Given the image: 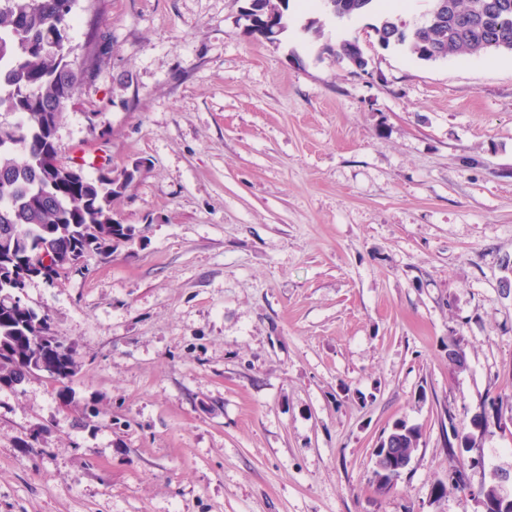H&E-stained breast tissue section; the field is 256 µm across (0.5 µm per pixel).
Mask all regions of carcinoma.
I'll list each match as a JSON object with an SVG mask.
<instances>
[{
  "instance_id": "carcinoma-1",
  "label": "carcinoma",
  "mask_w": 512,
  "mask_h": 512,
  "mask_svg": "<svg viewBox=\"0 0 512 512\" xmlns=\"http://www.w3.org/2000/svg\"><path fill=\"white\" fill-rule=\"evenodd\" d=\"M288 0H255L245 13L246 34L259 37L253 12L272 16L278 28L269 42L279 41L288 31ZM324 10L337 19L373 13L378 42L405 47L423 61L444 60L458 55L487 52L512 53V0H429L426 21L407 26L395 14L381 10L383 0H320ZM75 0H0V108L18 115L11 132L0 135V350L9 355L0 360V387L22 383L41 368L46 351L56 360L54 379H70L76 368L74 347L50 334L34 330L37 312L27 315L9 307V295L25 286L23 271L29 269L40 245L58 250V265L42 268L39 274L53 282L67 269L68 255L83 258L103 254L102 247L128 240L117 229L114 204L132 187L119 170L112 179L86 177L66 184L58 174L44 167L42 155L53 149L49 125H58L62 114L72 106L75 96L104 55L96 41L87 66L76 65L65 44L60 18L72 15ZM324 50L337 60L358 69L366 66L356 41L343 40ZM420 432L403 427L390 441L399 457V468L391 470L385 459L377 460L375 476L385 477L377 490L400 476L410 462Z\"/></svg>"
}]
</instances>
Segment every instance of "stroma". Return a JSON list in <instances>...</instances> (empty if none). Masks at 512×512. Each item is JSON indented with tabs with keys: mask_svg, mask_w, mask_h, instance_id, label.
<instances>
[{
	"mask_svg": "<svg viewBox=\"0 0 512 512\" xmlns=\"http://www.w3.org/2000/svg\"><path fill=\"white\" fill-rule=\"evenodd\" d=\"M245 4L73 6L74 57L108 52L57 157L141 164L114 205L134 235L21 294L77 369L0 389V512H482L501 473L512 493V53L428 63L320 9L272 44ZM345 39L365 70L325 53ZM398 422L420 437L380 491Z\"/></svg>",
	"mask_w": 512,
	"mask_h": 512,
	"instance_id": "35a3bbf8",
	"label": "stroma"
}]
</instances>
